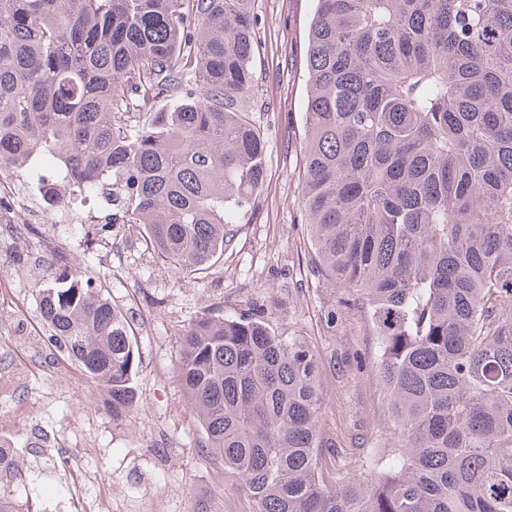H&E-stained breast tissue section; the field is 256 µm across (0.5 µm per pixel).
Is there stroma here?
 I'll return each instance as SVG.
<instances>
[{
	"mask_svg": "<svg viewBox=\"0 0 512 512\" xmlns=\"http://www.w3.org/2000/svg\"><path fill=\"white\" fill-rule=\"evenodd\" d=\"M315 0H255L257 83L244 110L264 135L267 177L201 279L167 267L136 224H55L18 192L19 239L0 233V448L25 471L5 487L19 512H71L77 458L89 492L121 512H252L231 475L199 453L203 433L176 374L184 328L212 310L255 311L303 336L321 367L327 484L365 476L369 449L392 428L376 372L379 343L351 290L312 276L302 207L307 70ZM92 278L129 319L138 349L134 402L116 416L106 389L55 347L39 291L55 272Z\"/></svg>",
	"mask_w": 512,
	"mask_h": 512,
	"instance_id": "stroma-1",
	"label": "stroma"
}]
</instances>
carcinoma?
<instances>
[{
	"instance_id": "1",
	"label": "carcinoma",
	"mask_w": 512,
	"mask_h": 512,
	"mask_svg": "<svg viewBox=\"0 0 512 512\" xmlns=\"http://www.w3.org/2000/svg\"><path fill=\"white\" fill-rule=\"evenodd\" d=\"M255 0H0V164L51 156L85 197L199 276L266 180L238 108L255 86ZM302 205L312 268L360 292L397 431L325 485L318 360L252 312L181 337L201 456L252 512H512V0H316ZM175 96L163 112L120 114ZM40 312L112 411L134 399L122 311L75 274Z\"/></svg>"
}]
</instances>
